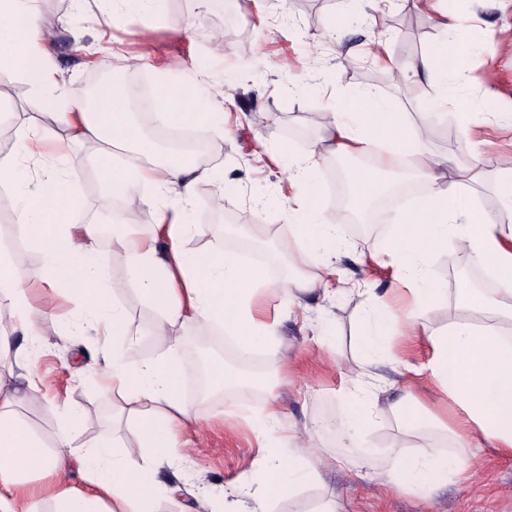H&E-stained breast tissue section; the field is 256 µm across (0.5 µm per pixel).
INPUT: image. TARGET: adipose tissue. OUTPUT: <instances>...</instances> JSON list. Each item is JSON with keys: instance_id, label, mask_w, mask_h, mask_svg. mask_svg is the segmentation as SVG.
I'll list each match as a JSON object with an SVG mask.
<instances>
[{"instance_id": "adipose-tissue-1", "label": "adipose tissue", "mask_w": 512, "mask_h": 512, "mask_svg": "<svg viewBox=\"0 0 512 512\" xmlns=\"http://www.w3.org/2000/svg\"><path fill=\"white\" fill-rule=\"evenodd\" d=\"M35 2L0 0V69L20 72L33 92L55 109L69 143H100L105 163L97 175L114 199L129 209H151V235L113 224L112 257L126 268L140 293L163 310L156 333L166 337L167 344L154 359L139 365L131 364L117 349L103 360L102 381L120 392L127 405L149 409L139 423L140 441L134 447L117 448L115 439L108 436L78 443L81 416L68 409L52 450H45L43 442L16 418L26 394L38 391L35 378H28L23 392L0 388V512H30L20 491L27 478L38 474L57 481L73 466L91 489L55 494L56 512H100L98 504L104 496L122 504L123 512H149L150 503L170 491L157 478L152 453H160L161 461L171 466L183 465L189 458L179 429L196 415L179 395L181 331L220 327L236 337L240 355L247 357L257 346H275L278 324L259 317L255 296L267 285L264 272L240 260L235 241L215 243L201 255L183 247L188 237L204 233L200 225L186 223L185 217L197 186L215 182L213 171L174 159L139 166L112 162L114 147L141 140L127 97L120 90L107 91L92 105L83 91L61 77L45 46ZM445 2L412 0L415 8L439 12L444 32L441 46L413 63V72L445 76L467 67L469 49L463 28ZM213 108V97L193 85L176 98L159 96L153 117L159 127L169 128L209 121ZM402 122L401 113L391 103L371 92L337 98L331 103L324 135L306 152L292 156L288 178L295 193L283 208L291 224L288 254L294 264L314 268L315 273L286 279L282 288L292 305L304 295L332 300L328 284L336 269L329 255L346 241L340 218L324 214L309 176L324 154L349 157L367 152L388 130L402 126L401 142L390 143L376 167L351 169L349 182L359 190L365 206L385 188L382 171L397 169L401 163H408L412 176L427 184V194L395 216L396 231L386 245L387 253L398 262L401 278L412 288L414 302L397 308L388 295L372 296L357 334L363 360L350 372L351 396L361 402L378 401L376 385L362 379L365 368L378 354L388 352L398 332L416 328L421 308L439 302V292L425 286L429 255L436 246L449 245L469 253L489 269L496 283L491 296L464 289L463 315L444 328L427 332L432 349L428 370L464 410L465 427L453 429L442 421L412 415L416 398L410 390L385 407L387 413L400 417L416 445L393 469L380 471V481L395 490H431L447 483L449 474L467 472L474 449L512 450V335L504 330L512 322V225L485 213L474 190L445 186L444 160L423 147L429 125L406 128ZM51 140V134L44 131L21 133L11 161L0 162V185L14 190L17 221L28 245L42 257L41 266L29 271L25 285L16 277L12 260L0 257V329L21 332L28 340L27 346L15 349L1 340L0 353L11 349L26 361L36 354L37 326L53 304L52 297L37 300L31 296L28 285L32 282L53 279L75 298L76 331L89 328L100 336L125 334L122 306L111 298L98 260L101 226L93 219L83 224L72 221L78 205L72 190L80 176L78 167L69 166L59 178L30 174L46 157ZM279 423L278 410H265L255 427L265 453L239 476L236 499L212 490L214 512H236L245 500L252 501L257 512H269L276 500L300 484L320 481L324 459L311 437L297 434V448L285 456L275 454ZM441 435L452 442L450 454H434L428 446L429 439Z\"/></svg>"}]
</instances>
